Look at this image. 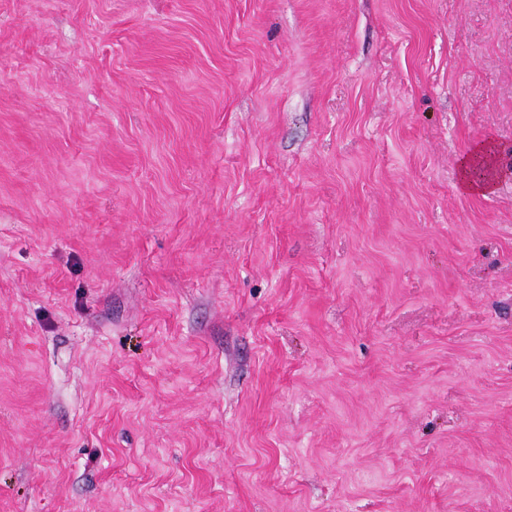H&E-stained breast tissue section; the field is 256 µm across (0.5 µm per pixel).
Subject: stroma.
I'll list each match as a JSON object with an SVG mask.
<instances>
[{
    "mask_svg": "<svg viewBox=\"0 0 512 512\" xmlns=\"http://www.w3.org/2000/svg\"><path fill=\"white\" fill-rule=\"evenodd\" d=\"M0 512H512V0H0ZM498 151L496 142L487 139L459 161L458 177L465 192L485 195L493 191ZM479 168H484L485 174L478 176Z\"/></svg>",
    "mask_w": 512,
    "mask_h": 512,
    "instance_id": "stroma-1",
    "label": "stroma"
}]
</instances>
